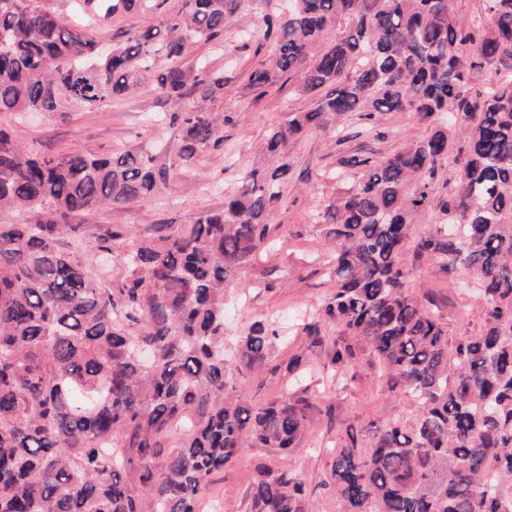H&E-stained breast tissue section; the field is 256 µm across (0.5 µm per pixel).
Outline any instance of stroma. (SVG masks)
I'll return each instance as SVG.
<instances>
[{"label": "stroma", "mask_w": 512, "mask_h": 512, "mask_svg": "<svg viewBox=\"0 0 512 512\" xmlns=\"http://www.w3.org/2000/svg\"><path fill=\"white\" fill-rule=\"evenodd\" d=\"M67 24L87 27L100 39L119 42L123 30L142 24L145 14L88 15L83 0H38ZM264 0H245L220 47L191 45L183 60L192 66L200 56L209 57L224 72V96L215 111L231 115L224 126V152L201 154L194 167L174 177L152 201L128 207H108L69 217L72 233L61 242L84 245L80 258L89 272L99 268L92 249L95 238L107 228H129L137 238L151 236L155 226L167 224L182 230L195 223L201 212L224 204V191L247 171L266 166L263 142L269 128L289 112L310 107L296 81L268 89L266 94L247 88L245 77L256 63L255 49L264 42ZM176 104L152 86L89 109L66 106L61 112H32L1 119L17 129L26 146L35 152H74L112 156L145 150L157 163H166L179 142L167 118ZM426 127L412 112L380 115L375 134H366L356 119L346 122V137L315 130L291 150L292 175L283 188L284 205L269 220V242L239 271L225 290L224 340L233 348L246 325L254 320L275 319L285 327L269 369L247 375L239 387L245 402L262 405L306 390L312 404L308 436L288 458L263 448H248L214 478L213 497L224 512H245L247 489L254 466L293 469L313 483L330 471L337 448L350 435L368 439L371 431L393 420L407 419L414 408L410 395L392 387L386 372L366 349H359L356 365L344 377L327 368L324 348L310 345L301 323L306 312L319 305L333 289L328 275L333 247L325 238L322 213L336 191L335 173L340 158L371 152L383 157L411 137L424 136ZM408 284L417 294L430 295L448 327L449 338L472 336L483 325L481 299L464 271L448 272L437 260L408 258ZM301 355L308 371L297 376L286 369L292 355Z\"/></svg>", "instance_id": "1"}]
</instances>
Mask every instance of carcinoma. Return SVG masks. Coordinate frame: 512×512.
Masks as SVG:
<instances>
[{
    "instance_id": "1",
    "label": "carcinoma",
    "mask_w": 512,
    "mask_h": 512,
    "mask_svg": "<svg viewBox=\"0 0 512 512\" xmlns=\"http://www.w3.org/2000/svg\"><path fill=\"white\" fill-rule=\"evenodd\" d=\"M461 0H291L265 17L272 52L246 76L266 93L295 79L312 107L288 113L266 138L269 166L225 190L224 208L188 228L162 224L134 239L119 227L97 238L122 253L127 275L103 288L60 246L68 217L143 204L198 155L224 147V72L186 48L219 45L242 0H181L102 51L35 0H0V114L87 108L150 84L177 102L180 147L98 157L28 152L0 126V512H201L213 477L246 448L288 456L311 403L297 393L252 406L237 395L245 373L267 364L279 336L251 323L224 356V288L267 240L282 206L289 150L314 129L344 130L355 114L375 130L383 112L410 111L426 135L384 156L338 161L339 188L324 213L335 287L304 327L340 328L328 347L350 371L358 342L405 389L415 409L334 456L337 512H512V0H482L486 19L463 29ZM112 13L144 0H103ZM484 74L498 81L475 94ZM454 189L446 222L417 238L479 281L483 326L455 341L409 290L407 246L448 157ZM183 427L178 448L162 437ZM247 512H314L297 474L257 466Z\"/></svg>"
}]
</instances>
